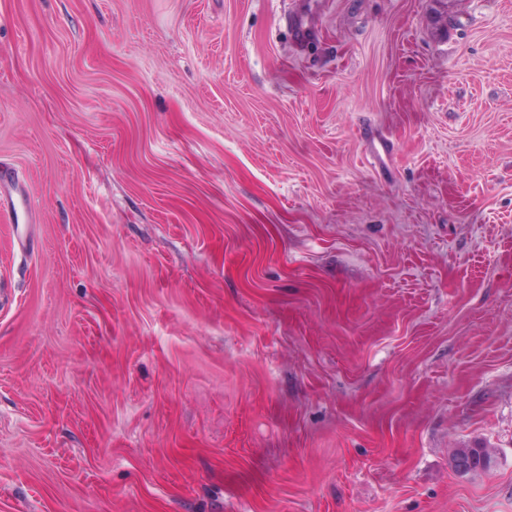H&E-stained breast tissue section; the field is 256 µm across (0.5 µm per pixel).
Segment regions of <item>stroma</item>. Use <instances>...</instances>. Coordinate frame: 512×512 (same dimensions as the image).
I'll return each mask as SVG.
<instances>
[{"mask_svg":"<svg viewBox=\"0 0 512 512\" xmlns=\"http://www.w3.org/2000/svg\"><path fill=\"white\" fill-rule=\"evenodd\" d=\"M0 512H512V0H0ZM475 448H478L479 451L481 452L482 456L484 457L487 465L486 467H484L483 469H475V470H471L469 471L472 466H473V462H474V459L473 458H468V459H465V460H461L458 462L457 464V471L455 469L456 467V462L459 460V459H462V458H467L469 455L473 454V453H476V450ZM475 448L473 447H470V446H466L464 448H460L453 456H452V459H451V466L452 468L458 472V473H471V472H486V471H489L492 469V467L494 466L495 464V457L493 455V453L491 452V450L488 448L487 444L485 443H479ZM469 471V472H468Z\"/></svg>","mask_w":512,"mask_h":512,"instance_id":"stroma-1","label":"stroma"}]
</instances>
